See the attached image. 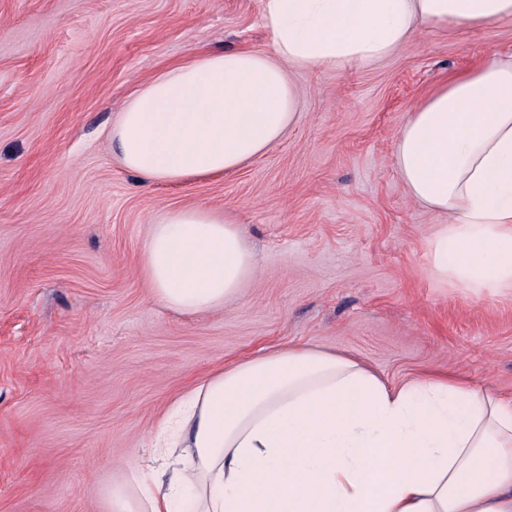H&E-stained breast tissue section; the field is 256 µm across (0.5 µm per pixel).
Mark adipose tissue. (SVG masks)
Segmentation results:
<instances>
[{"label":"adipose tissue","instance_id":"1","mask_svg":"<svg viewBox=\"0 0 512 512\" xmlns=\"http://www.w3.org/2000/svg\"><path fill=\"white\" fill-rule=\"evenodd\" d=\"M270 52L198 55L127 98L112 127L147 182L230 174L298 117L290 70L365 68L421 34L512 20V0H261ZM410 198L449 214L433 272L474 293L512 287V60L456 74L395 143ZM154 301L195 314L257 271L239 220L201 205L148 226ZM112 512H512V399L451 376L391 385L357 360L291 345L195 381L158 424Z\"/></svg>","mask_w":512,"mask_h":512}]
</instances>
